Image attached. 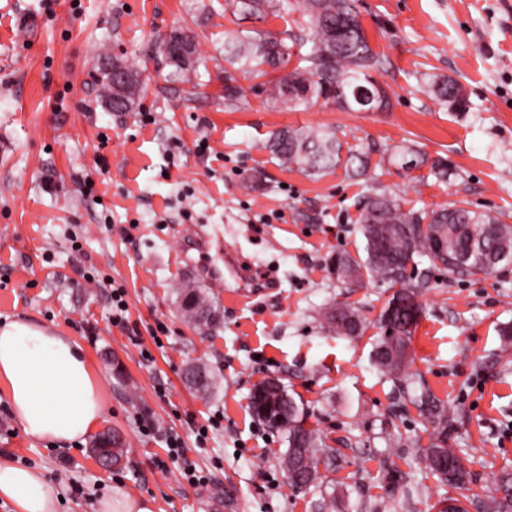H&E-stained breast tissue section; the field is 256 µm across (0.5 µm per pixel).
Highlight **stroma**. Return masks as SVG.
Instances as JSON below:
<instances>
[{
  "mask_svg": "<svg viewBox=\"0 0 512 512\" xmlns=\"http://www.w3.org/2000/svg\"><path fill=\"white\" fill-rule=\"evenodd\" d=\"M376 77L391 95L383 112L317 102L273 109L258 73L237 76L247 96L224 97V34H294L306 53L301 7L242 18L224 0H0V322L26 320L77 340L100 374L111 409L104 426L123 442L117 468L89 445L59 449L25 434L0 393V458L45 468L58 512H94L105 490L152 500L153 512H438L466 499L470 512L512 474V264L461 276L428 257L409 265L422 314L396 374L374 349L395 286L365 278L348 288L336 254L366 258L359 201L386 191L404 209L428 212L463 201L512 225V0H357ZM195 37L197 70L173 74L161 35ZM120 56L138 71L131 111H109L98 69ZM457 79L464 112L429 91ZM335 129L369 156L355 176L337 168L308 177L281 167L265 144L282 128ZM411 146L447 159L404 170L384 149ZM257 191L245 190L248 180ZM238 253L273 285L245 301L184 259L190 225ZM201 288L219 326L187 322L179 285ZM124 291L123 324L112 291ZM343 303L366 330L337 335L325 311ZM216 376L201 394L188 364ZM278 379L332 450L322 482L293 487L280 466L284 433L252 414L255 387ZM427 389L452 419L448 442L471 475L467 489L441 482L419 457L433 430L412 403ZM157 428L143 430L141 417ZM179 436L203 484L160 470L168 436Z\"/></svg>",
  "mask_w": 512,
  "mask_h": 512,
  "instance_id": "35a3bbf8",
  "label": "stroma"
}]
</instances>
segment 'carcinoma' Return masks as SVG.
Instances as JSON below:
<instances>
[{"mask_svg": "<svg viewBox=\"0 0 512 512\" xmlns=\"http://www.w3.org/2000/svg\"><path fill=\"white\" fill-rule=\"evenodd\" d=\"M234 11L260 16L269 7L268 0H233ZM303 12L309 17V52L293 69L277 75L266 86L267 100L280 110L297 111L320 100H331L334 84L352 90L365 82L367 73L382 64V56L370 45L361 27L347 29L345 17L356 13L354 0H303ZM192 35L182 28L172 29L162 42L164 52L174 71L186 76L195 71V57L181 52V37ZM290 46L285 39H276L260 31L247 34L232 32L224 38V98L231 101L246 97L236 84L234 73L251 72L267 65L281 70L288 63ZM99 84L104 102L114 112H128L135 103L138 79L119 86L108 67L99 70ZM437 100L448 105L450 112H463L468 99L463 88L450 78H437L431 84ZM268 149L282 166L294 167L309 176L326 173L340 164L356 175L369 167L367 156L348 151L342 157L343 145L330 130L303 128L282 129L272 135ZM403 169L413 170L430 164L434 176L445 182L450 176L448 162L443 158L429 160L412 148L391 155ZM361 231L365 239L366 259L362 262L347 255H338L333 264L336 278H362L368 275L383 283H400L407 279L405 271L417 254H425L438 268L450 273L488 274L504 263L512 262V225L501 222L485 212L453 204L428 213L405 211L396 197L385 192L367 196L359 202ZM178 297H191L195 308L188 321L198 328L215 324L216 314L211 299L199 289L185 284L178 288ZM420 305L411 288H403L389 301L381 315L385 327L375 353L377 366L385 373L401 370L407 356V341L416 324ZM326 320L340 336L355 338L365 328L358 311L345 307L339 319L335 309L326 312ZM200 383L196 390L209 392L215 387L214 376L201 362L193 368ZM263 396H251V410L260 421L282 414L295 424L297 446H288L281 459L288 480H297L300 487L311 486L321 479L319 465L326 463L330 452L323 449L319 435L303 425L299 406L281 383L263 381ZM414 404L430 419L433 431L428 446L422 449L425 468L450 486L461 487L469 482L470 473L457 453L448 446V409L432 394L421 392ZM504 497L487 505L490 512H512V476L501 477Z\"/></svg>", "mask_w": 512, "mask_h": 512, "instance_id": "obj_1", "label": "carcinoma"}]
</instances>
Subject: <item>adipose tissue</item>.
Segmentation results:
<instances>
[{
    "label": "adipose tissue",
    "instance_id": "1",
    "mask_svg": "<svg viewBox=\"0 0 512 512\" xmlns=\"http://www.w3.org/2000/svg\"><path fill=\"white\" fill-rule=\"evenodd\" d=\"M0 390L22 431L54 446L83 443L109 414L81 345L23 320L0 324ZM0 501L11 512H56L59 497L43 469L0 459Z\"/></svg>",
    "mask_w": 512,
    "mask_h": 512
}]
</instances>
